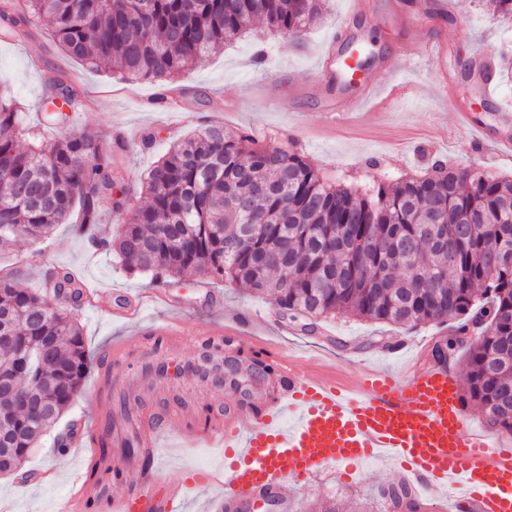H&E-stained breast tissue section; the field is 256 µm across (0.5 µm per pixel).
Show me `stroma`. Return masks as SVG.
Segmentation results:
<instances>
[{
  "instance_id": "stroma-1",
  "label": "stroma",
  "mask_w": 512,
  "mask_h": 512,
  "mask_svg": "<svg viewBox=\"0 0 512 512\" xmlns=\"http://www.w3.org/2000/svg\"><path fill=\"white\" fill-rule=\"evenodd\" d=\"M447 2V12L437 17L439 31L447 36L442 52L429 49L428 33L412 25L416 16L433 11L437 0H329L324 19L302 41L270 34L257 24L167 82L128 80L91 68L67 56L43 24L32 36L0 39V88L9 89L25 106L20 146H29L36 134L59 138L77 131L97 137L112 155L115 176L135 172L128 182L135 206L144 201L138 175L173 142L212 122L246 132L260 143L296 150L326 178L359 189L428 173L436 161H466L511 178L512 152L497 143L502 130L495 114L512 112V80L497 78L485 85L478 62L512 51V25L493 22L492 0ZM461 14L467 25L454 24ZM340 29L347 43L366 48V83L385 82L382 63L397 60L395 80L404 89L393 111L376 109L330 122L338 93L323 81L322 70L340 63L333 41ZM260 50L266 60L258 66L254 56ZM463 59L470 61L471 70L460 67ZM52 69L67 72L84 104L70 113L67 123L50 129L41 125L37 106L44 94L43 75ZM461 88L470 115L466 126L446 105ZM161 94L179 100V111L156 106ZM276 98L281 107H273ZM50 262L73 269L87 291L107 294L108 308L102 311L88 302L78 316L89 365L60 420L64 426L77 422L74 447L61 455L52 436L39 440L25 464L31 479L20 482L0 475V512H70L74 493L94 495L101 483L115 496L126 491L127 480L112 475L120 448L104 456L100 442L109 421H122L129 413L128 393L121 385L129 373L150 383L139 405L159 427L151 471L187 485L185 512H209L216 493L209 479L224 464L222 451L182 447L180 431L166 423L170 409L179 406L190 414V428L198 429L210 414L227 413L241 403L235 389L216 385L195 368L200 343L214 327L235 326L290 357L295 371L334 380L349 379L372 365L399 374L429 365L435 345L448 335L444 326L409 329L342 314L318 321L311 330L303 320L279 314L268 298L205 275L170 286L174 305L150 304L130 320L122 315L129 302L160 290V283L127 269L115 253L97 250L69 225H58L43 242L20 241L0 251V271L16 273L19 287L37 292L44 289ZM169 325L178 326V340L159 336V329ZM133 334L144 336L143 348L130 351L125 362L111 361L113 343ZM159 363L167 366V375L154 372ZM397 480L389 462L366 463L348 479L338 478L329 466L289 490L288 512H310L314 503L331 498L340 504L358 500L370 512H384L378 492Z\"/></svg>"
}]
</instances>
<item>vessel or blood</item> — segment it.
I'll return each mask as SVG.
<instances>
[{"instance_id":"1","label":"vessel or blood","mask_w":512,"mask_h":512,"mask_svg":"<svg viewBox=\"0 0 512 512\" xmlns=\"http://www.w3.org/2000/svg\"><path fill=\"white\" fill-rule=\"evenodd\" d=\"M344 111L357 110L369 89H352ZM278 381L263 410L237 404L226 419L210 418L196 443L224 451L211 512H247L284 500L296 479L332 466L347 477L372 459L399 468L403 484L429 499L462 488L474 512H512V446L474 429L458 380L434 364L401 376L369 370L350 385L310 379L275 357ZM186 488L155 476L135 481L108 512H182Z\"/></svg>"}]
</instances>
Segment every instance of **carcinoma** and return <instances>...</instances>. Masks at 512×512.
Segmentation results:
<instances>
[{
    "instance_id": "cac0c4a2",
    "label": "carcinoma",
    "mask_w": 512,
    "mask_h": 512,
    "mask_svg": "<svg viewBox=\"0 0 512 512\" xmlns=\"http://www.w3.org/2000/svg\"><path fill=\"white\" fill-rule=\"evenodd\" d=\"M326 12V0H0V39H17L45 20L68 56L123 77L174 80L260 21L299 39ZM44 84L43 122L56 126L80 94L56 70ZM21 107L0 91V245L36 243L59 224L94 236L130 269L154 281L203 273L270 298L280 313L338 314L409 328L458 323L443 342L464 351V400L491 425L512 424V179L471 165L437 163L432 172L359 192L330 182L300 153L209 124L169 148L147 172L145 204L112 240L96 237L101 204L123 215L128 197L112 177V156L97 138L74 132L17 145ZM247 197L257 214L238 208ZM235 251H226V244ZM50 296L0 274V378L29 393L25 408L0 393V474L22 471L35 443L71 404L87 367L76 312L85 284L64 266L48 271ZM481 322L485 339L461 335ZM384 504L409 499L404 484L379 491Z\"/></svg>"
}]
</instances>
